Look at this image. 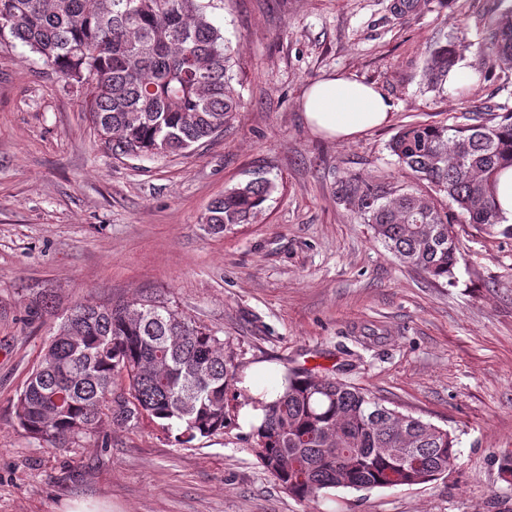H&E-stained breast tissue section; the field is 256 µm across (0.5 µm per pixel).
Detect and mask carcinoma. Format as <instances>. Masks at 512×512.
Returning a JSON list of instances; mask_svg holds the SVG:
<instances>
[{"label": "carcinoma", "instance_id": "cac0c4a2", "mask_svg": "<svg viewBox=\"0 0 512 512\" xmlns=\"http://www.w3.org/2000/svg\"><path fill=\"white\" fill-rule=\"evenodd\" d=\"M216 0H0V39L19 41L64 86L84 95L97 132L126 155L179 156L227 128L240 101L231 85L234 55L212 12ZM480 52L512 64V6L483 23ZM460 42L438 43L426 75L448 81ZM397 163L457 206L465 222L512 240L491 195L499 169L512 166V111L464 125L417 124L390 143ZM273 182L256 177L208 206L216 233L250 224ZM374 237L399 260L446 280L462 259L448 213L407 190L383 196L358 180L346 189ZM235 367L217 332L163 302L132 299L79 304L46 343L14 404L18 426L64 451L104 421L160 422L176 446L224 431ZM252 451L288 494L314 500L325 489L392 488L439 478L455 464V438L402 414L336 378L306 369L283 375L265 406Z\"/></svg>", "mask_w": 512, "mask_h": 512}]
</instances>
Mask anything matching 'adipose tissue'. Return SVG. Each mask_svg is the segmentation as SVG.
<instances>
[{"label": "adipose tissue", "mask_w": 512, "mask_h": 512, "mask_svg": "<svg viewBox=\"0 0 512 512\" xmlns=\"http://www.w3.org/2000/svg\"><path fill=\"white\" fill-rule=\"evenodd\" d=\"M300 109L314 132L339 140L383 126L391 117L385 94L340 73L311 84L301 98Z\"/></svg>", "instance_id": "ef3b65f1"}]
</instances>
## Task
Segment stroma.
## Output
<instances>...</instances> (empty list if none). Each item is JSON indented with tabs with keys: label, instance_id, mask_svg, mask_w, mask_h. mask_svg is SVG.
Instances as JSON below:
<instances>
[{
	"label": "stroma",
	"instance_id": "obj_1",
	"mask_svg": "<svg viewBox=\"0 0 512 512\" xmlns=\"http://www.w3.org/2000/svg\"><path fill=\"white\" fill-rule=\"evenodd\" d=\"M224 0L214 19L235 50L241 107L183 156H125L102 139L82 94L20 42L0 40V512H512L499 463L512 453V240L458 220L449 281L403 264L343 189L446 197L400 169L388 144L414 122L460 125L475 107L512 109V82H486L477 49L499 0ZM467 28L458 87L432 89L428 51ZM344 73L391 101L387 126L330 139L304 121L312 83ZM261 175L262 217L221 233L201 219L225 189ZM52 312H44V296ZM151 297L217 330L236 366L223 433L177 448L154 422L106 425L55 451L18 426L14 402L76 304ZM269 364L363 388L456 437L432 482L288 495L251 450L242 382Z\"/></svg>",
	"mask_w": 512,
	"mask_h": 512
}]
</instances>
